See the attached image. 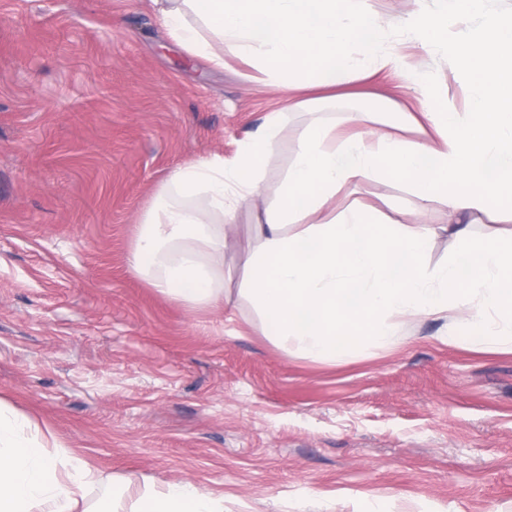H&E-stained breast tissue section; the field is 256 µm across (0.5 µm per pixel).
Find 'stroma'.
<instances>
[{"instance_id": "35a3bbf8", "label": "stroma", "mask_w": 512, "mask_h": 512, "mask_svg": "<svg viewBox=\"0 0 512 512\" xmlns=\"http://www.w3.org/2000/svg\"><path fill=\"white\" fill-rule=\"evenodd\" d=\"M464 108L448 57L403 39ZM322 105L411 107L384 73ZM285 96L192 60L148 0H0V398L105 475L190 481L224 512H512V353L439 342L339 364L289 358L248 305L190 310L129 273L135 220L173 167L232 158Z\"/></svg>"}]
</instances>
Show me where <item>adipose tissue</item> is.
<instances>
[{"mask_svg":"<svg viewBox=\"0 0 512 512\" xmlns=\"http://www.w3.org/2000/svg\"><path fill=\"white\" fill-rule=\"evenodd\" d=\"M500 0H438L407 20L423 53L456 60L464 111L425 72L408 73L386 42L372 0H150L167 35L191 56L283 93L232 160L213 153L172 168L144 206L127 256L130 273L192 309L247 303L257 328L285 356L332 364L408 341V320L440 321L445 343L512 352V23ZM481 22L461 41L449 29ZM386 71L408 76L418 110L379 119L351 112L315 118L339 87ZM292 113L313 115L296 136L287 172L267 181L265 160ZM370 181L398 182L386 208L362 202ZM440 209L444 223L426 219ZM253 211L242 275L227 288L224 253L234 218ZM484 224L481 238L472 228ZM457 254L440 263L431 242ZM102 480L83 458L50 449L27 414L0 400V512H90ZM140 512H224L191 482L144 478Z\"/></svg>","mask_w":512,"mask_h":512,"instance_id":"1","label":"adipose tissue"}]
</instances>
